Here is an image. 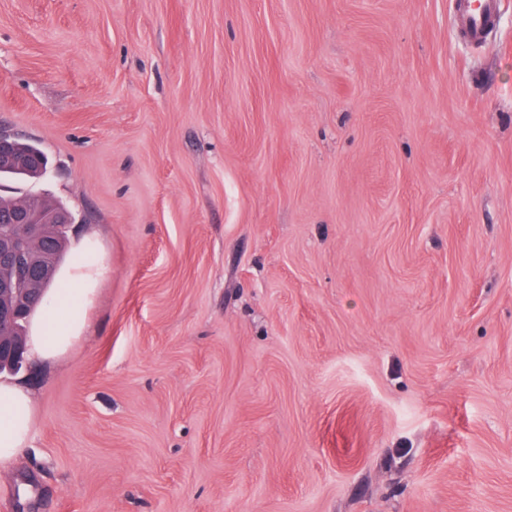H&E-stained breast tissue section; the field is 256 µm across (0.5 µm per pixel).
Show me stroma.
Wrapping results in <instances>:
<instances>
[{
	"mask_svg": "<svg viewBox=\"0 0 512 512\" xmlns=\"http://www.w3.org/2000/svg\"><path fill=\"white\" fill-rule=\"evenodd\" d=\"M0 0V131L102 260L0 512H512V0ZM462 35L469 42L483 43L495 29L499 0H454Z\"/></svg>",
	"mask_w": 512,
	"mask_h": 512,
	"instance_id": "stroma-1",
	"label": "stroma"
}]
</instances>
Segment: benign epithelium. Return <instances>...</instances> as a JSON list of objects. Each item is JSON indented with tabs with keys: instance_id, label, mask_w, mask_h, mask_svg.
Listing matches in <instances>:
<instances>
[{
	"instance_id": "1",
	"label": "benign epithelium",
	"mask_w": 512,
	"mask_h": 512,
	"mask_svg": "<svg viewBox=\"0 0 512 512\" xmlns=\"http://www.w3.org/2000/svg\"><path fill=\"white\" fill-rule=\"evenodd\" d=\"M16 143V137L0 132V166L17 168L26 164V159L15 152ZM52 222L63 225L67 231L72 223L71 215L67 212L43 214L24 206L0 215L1 224L11 225L6 232H0V298L6 300L4 304L0 302V365L5 362L20 365L24 361L25 345L12 335V328L17 322L28 319L30 309L39 303L43 292L30 296L28 309L9 299L25 296L33 280L50 286L54 272L40 264L36 245L41 226Z\"/></svg>"
}]
</instances>
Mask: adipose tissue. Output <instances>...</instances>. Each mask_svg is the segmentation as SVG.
I'll list each match as a JSON object with an SVG mask.
<instances>
[{
  "label": "adipose tissue",
  "instance_id": "ef3b65f1",
  "mask_svg": "<svg viewBox=\"0 0 512 512\" xmlns=\"http://www.w3.org/2000/svg\"><path fill=\"white\" fill-rule=\"evenodd\" d=\"M101 269L88 250L76 256L75 273L70 282L50 289L47 302L31 319L27 355L36 362L63 358L86 330V309L92 302L94 278ZM34 428L29 392L17 381L0 380V469L11 466L27 448Z\"/></svg>",
  "mask_w": 512,
  "mask_h": 512
}]
</instances>
